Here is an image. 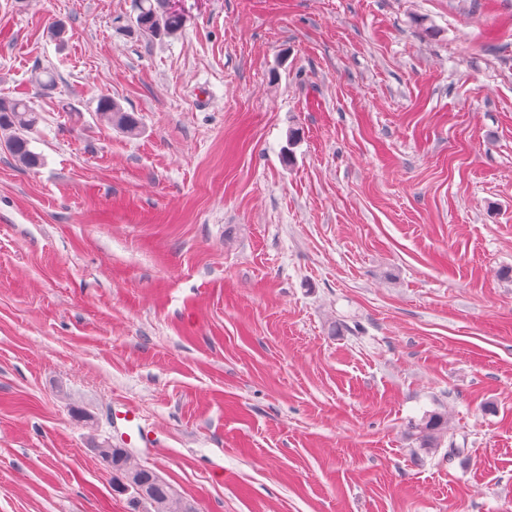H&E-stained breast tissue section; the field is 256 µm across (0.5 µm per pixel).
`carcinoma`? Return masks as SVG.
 <instances>
[{
    "label": "carcinoma",
    "mask_w": 512,
    "mask_h": 512,
    "mask_svg": "<svg viewBox=\"0 0 512 512\" xmlns=\"http://www.w3.org/2000/svg\"><path fill=\"white\" fill-rule=\"evenodd\" d=\"M136 17L134 25L142 33L150 36L175 35L185 26L184 15L168 8L165 0H134ZM102 121L112 128L135 135L140 128L136 113L125 111L116 101L108 96L98 99L96 108ZM39 122L37 113L22 99L0 98V130L11 132L5 141L6 149L17 161L29 170L40 167L43 159L40 154L30 149L32 132ZM423 448H439L448 438V419L441 413L425 415L422 420L411 426ZM99 457L112 469L114 485L129 494L133 505H149L147 512H174L171 505L174 492L169 483L154 470L126 456L121 449L114 448Z\"/></svg>",
    "instance_id": "cac0c4a2"
}]
</instances>
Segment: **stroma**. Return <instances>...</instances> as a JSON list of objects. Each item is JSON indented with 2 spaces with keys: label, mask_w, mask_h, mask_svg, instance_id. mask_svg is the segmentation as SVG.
I'll return each instance as SVG.
<instances>
[{
  "label": "stroma",
  "mask_w": 512,
  "mask_h": 512,
  "mask_svg": "<svg viewBox=\"0 0 512 512\" xmlns=\"http://www.w3.org/2000/svg\"><path fill=\"white\" fill-rule=\"evenodd\" d=\"M170 4L0 0V512H512V0ZM166 0H134V25L150 36L175 35L185 26L184 15L168 8ZM96 112L102 121L121 133L133 136L139 131L140 121L137 114L124 111L116 101L108 96L99 97ZM39 119V113L23 99L0 98V130L12 132L5 141V147L29 170L43 163L41 155L30 149L29 133L35 129ZM421 448H439L448 438V419L441 413L425 415L419 423L412 424ZM99 457L112 469L114 485L121 492L129 493L133 505L144 503L150 506L147 512H195L191 505H184L182 510H172L174 492L169 483L154 470L126 456L121 448H112L108 456L102 452Z\"/></svg>",
  "instance_id": "obj_1"
}]
</instances>
